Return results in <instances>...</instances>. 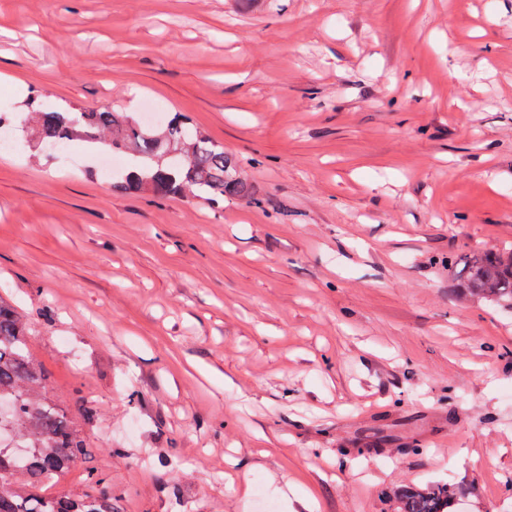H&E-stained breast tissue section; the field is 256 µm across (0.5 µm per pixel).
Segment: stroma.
<instances>
[{
  "label": "stroma",
  "mask_w": 512,
  "mask_h": 512,
  "mask_svg": "<svg viewBox=\"0 0 512 512\" xmlns=\"http://www.w3.org/2000/svg\"><path fill=\"white\" fill-rule=\"evenodd\" d=\"M184 113L252 199L121 194L0 151V296L51 396L94 400L124 512H512V0H0V104ZM138 389V407L127 402ZM373 450L361 451L363 440ZM454 265L466 297L512 308V247L461 255ZM461 491L448 483L410 484L393 492L395 512H461Z\"/></svg>",
  "instance_id": "1"
}]
</instances>
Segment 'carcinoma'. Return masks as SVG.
<instances>
[{
    "label": "carcinoma",
    "instance_id": "cac0c4a2",
    "mask_svg": "<svg viewBox=\"0 0 512 512\" xmlns=\"http://www.w3.org/2000/svg\"><path fill=\"white\" fill-rule=\"evenodd\" d=\"M31 154L52 157L64 141L94 153L112 151L128 167L112 176L121 192L151 191L168 197H198L217 204L241 198L248 188L235 163L202 129L180 112L147 123L128 112L87 111L75 104L46 107L33 99L24 116ZM456 285L465 296L512 307V247L465 254L454 261ZM31 322L12 301L0 297V512H120L112 485L97 472L85 477L79 495H46L44 486L84 454L86 440L68 409L49 394L48 375L34 355ZM395 512H459L460 490L448 483L410 484L393 492Z\"/></svg>",
    "mask_w": 512,
    "mask_h": 512
}]
</instances>
